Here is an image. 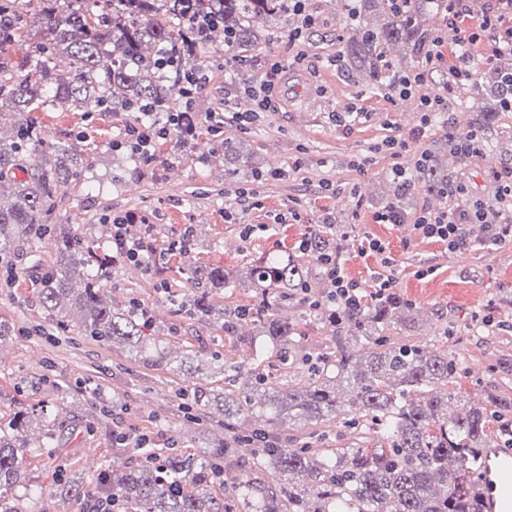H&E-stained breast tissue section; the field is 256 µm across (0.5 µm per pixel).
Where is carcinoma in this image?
Masks as SVG:
<instances>
[{
	"instance_id": "obj_1",
	"label": "carcinoma",
	"mask_w": 512,
	"mask_h": 512,
	"mask_svg": "<svg viewBox=\"0 0 512 512\" xmlns=\"http://www.w3.org/2000/svg\"><path fill=\"white\" fill-rule=\"evenodd\" d=\"M28 0L18 9L15 0H0L10 18L0 28V106L15 108L8 140L0 138V269H11L26 245L48 238L55 246L53 266L41 277L39 302L60 323L74 309L81 313V335L119 344L134 360L147 366L167 365L165 349L144 334L152 326L147 313L135 304L112 307L98 282L110 275L98 255L99 247L83 242L69 224L47 220L66 186L87 173L84 150L75 144H49L23 114L34 105L68 103L87 112H126L136 121L143 106L162 114L173 106L166 89L169 72L161 59H173L177 70L196 73L208 69L207 50L216 39L224 43L230 61L244 62L258 46L256 20L286 15L281 0ZM220 15L206 44L187 45L190 19L198 13ZM383 15L372 25L369 17ZM448 17V0H411L407 7L393 0H358L352 22L343 36V57L356 70L368 72L378 85L389 66L385 50L406 47L412 64L420 63L433 32L422 16ZM23 41L28 52L11 57L7 47ZM69 61L65 73L56 59ZM508 68L494 64L478 72L467 104L478 110V127L488 128L503 97L502 75ZM467 136L454 127L441 137L448 157L461 155ZM35 167L24 178L15 170L28 161ZM445 162L429 151L418 182L442 196L448 192ZM309 253L339 255L342 243L326 226L308 235ZM249 278L262 295L281 300L300 295L309 282L308 268L294 258L267 255L249 269ZM189 298L193 314L211 317L209 300L215 288H232L235 281L220 266H191ZM409 309L392 291L358 309L339 307L327 299L313 310L334 326V357L301 358L292 377L272 382L261 372L264 364L288 365L296 350L295 325L278 317L276 302L249 310L236 309L224 317V331L241 340L246 325H256L264 346L251 367L222 362L224 392L197 391L196 401L222 407V454L197 458L176 449L147 463L112 472L101 479L102 492L121 512H482L478 494L483 449L512 447V398L489 395L498 430L487 434L485 406L469 405L448 389L459 361L446 351L427 352L416 345L392 346L379 332L404 324ZM364 339L363 355L353 358L348 343ZM349 386L348 398L336 386ZM358 412L364 421L360 441L348 448H313L280 444L258 448L251 470L263 478L245 477L216 492L237 448L246 437L265 431L238 429L249 415L283 419L317 435L314 427ZM31 433L28 416L0 423V512H24L8 491L24 479L22 461Z\"/></svg>"
}]
</instances>
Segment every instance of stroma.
Here are the masks:
<instances>
[{"label":"stroma","instance_id":"35a3bbf8","mask_svg":"<svg viewBox=\"0 0 512 512\" xmlns=\"http://www.w3.org/2000/svg\"><path fill=\"white\" fill-rule=\"evenodd\" d=\"M355 0H304L305 11L319 23L309 36L307 58L298 59L288 31L298 18L258 21L261 45L240 66L230 64L223 48L210 53L211 81L197 100L203 111L224 112L221 133L202 132L193 150L180 151L174 139L162 140L156 157L140 162L130 148H113L124 131L116 112H84L70 105L44 106L27 118L47 142H76L91 164L73 183L49 217L53 224L74 225L85 240L98 243L112 269L100 286L114 307L137 304L154 325L169 363L146 367L127 351L81 336L71 325H56L40 307L36 278L53 262L54 248L30 245L12 274L0 277V320L13 328L0 341V421L30 417L33 427L53 419L59 435L55 448L31 440L23 459L24 481L12 490L25 512H88L89 496L63 490L65 481L88 480L144 463L148 453L175 446L200 457L223 441L222 428L207 425L202 406L194 404L198 387L223 389L224 375L211 361L221 353L228 362L251 361L263 338L253 328L231 341L220 320L189 315L182 299L193 289L187 264L240 269L268 254L301 257L304 235L321 224L351 227L342 252L344 271L360 287H373L379 264L361 254L366 239L385 243L395 290L412 306L410 327L389 330L394 344L441 348L460 361L449 388L471 404L489 394L512 397V238L495 244L474 242L452 254L446 244L424 237L413 224H380L374 216L391 200L392 172L401 165L415 172L424 151L436 144L443 124H471L467 90L445 94L448 61L426 64L428 77L418 93L398 97L372 86L369 76L351 71L341 57V35ZM283 67L269 109L258 110L244 84L260 78L270 57ZM447 95L448 108L424 120L420 96ZM355 103L366 113L336 122L337 106ZM257 113L247 129L235 115ZM240 141L247 166L225 176L223 154H211L218 138ZM401 143L399 154L387 140ZM282 170L274 178L272 170ZM512 169V112H499L489 148L458 157L448 165L449 179L465 176L473 195L493 196L494 171ZM335 191L323 192L324 182ZM247 188L239 197L238 188ZM133 212L153 226L151 240L168 250L184 227H193L196 244L174 254L165 267L147 270L112 254V220ZM254 225L244 236V225ZM279 313L295 325L301 353L333 352L332 328L300 298ZM208 375L196 380L177 371L185 350ZM149 435L150 448L116 447L113 430Z\"/></svg>","mask_w":512,"mask_h":512}]
</instances>
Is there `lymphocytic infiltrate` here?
<instances>
[{
  "instance_id": "obj_1",
  "label": "lymphocytic infiltrate",
  "mask_w": 512,
  "mask_h": 512,
  "mask_svg": "<svg viewBox=\"0 0 512 512\" xmlns=\"http://www.w3.org/2000/svg\"><path fill=\"white\" fill-rule=\"evenodd\" d=\"M470 0H448V19L459 33L453 51L455 61L448 68V87L455 90L474 79L473 59L482 66H491L500 56L512 54V0H486V10L478 23H471ZM177 96L180 106L170 112L167 125L139 121L126 129V144L144 160H152L157 144L170 130L195 136L202 124L189 121L187 111L197 91L209 81L208 76L177 74ZM501 187L494 200L473 196L464 183L450 185L455 203L440 211L420 210L413 224L424 237L435 238L456 252L471 243L498 242L512 236V170L499 177ZM139 218L130 213L112 224V249L119 257L157 268L166 261L165 253L157 251L148 233L137 231ZM331 289L328 299L350 308L366 303L362 288L344 273L339 258L324 255L320 260Z\"/></svg>"
}]
</instances>
